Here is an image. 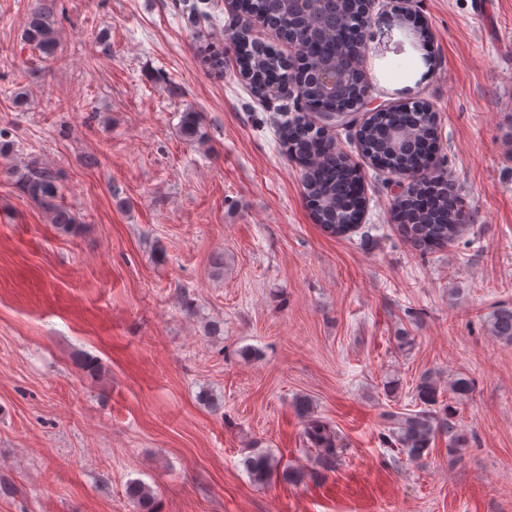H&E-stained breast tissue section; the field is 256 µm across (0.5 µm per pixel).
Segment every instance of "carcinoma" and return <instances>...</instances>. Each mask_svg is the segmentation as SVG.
Segmentation results:
<instances>
[{
  "mask_svg": "<svg viewBox=\"0 0 512 512\" xmlns=\"http://www.w3.org/2000/svg\"><path fill=\"white\" fill-rule=\"evenodd\" d=\"M56 0H35L25 28V41L34 46L46 59L55 56L58 42L55 29ZM241 8L257 21H268L278 28L279 37L299 47L304 59L315 63L324 56L330 61L338 57H356L360 48L350 31L336 28L324 44L313 36L311 26L297 17L288 16L284 0L271 4L268 0H241ZM228 39L236 47V63L241 74L254 91L262 96L274 93L276 98L290 94L310 101L321 100L330 106L348 107L365 85L362 72L355 74L342 99L338 102L320 98L315 73L308 72L291 85V65L277 48L258 43L246 23L235 22ZM182 138L190 144L205 138L202 117L197 112H185L180 124ZM280 140L289 156L304 169L306 196L315 223L335 237H345L361 224L366 207L362 175L358 166L336 150L332 139L320 126L301 113L289 116L280 127ZM363 156L372 165L393 174L411 172L402 199L394 204V219L406 241L422 253L439 252L457 243L470 225L461 222L458 196L447 187L444 175L437 173L431 163L437 141L435 113L427 106L418 112L397 108L387 114H375L357 133ZM18 189L52 214V223L64 232L73 229L75 219L71 211L60 204L62 184L54 169L31 163L17 176ZM491 335L512 343V306L501 304L487 318ZM474 390V382L459 374L443 389L440 381L430 373L423 374L413 389V400L418 411H394L387 414L390 445L410 461H418L429 454L437 434L448 435V454L457 453L466 445L465 436L457 429V412ZM448 403L441 404L443 393ZM294 411L305 422L303 436L309 451L322 465L336 461L340 437L327 423L314 416L313 406L306 398L293 402ZM281 458L268 451L247 456L243 465L253 482L267 484L281 475L286 480L298 481L301 472L281 467ZM127 498L140 512H156L153 490L140 481H131L126 487Z\"/></svg>",
  "mask_w": 512,
  "mask_h": 512,
  "instance_id": "carcinoma-1",
  "label": "carcinoma"
}]
</instances>
